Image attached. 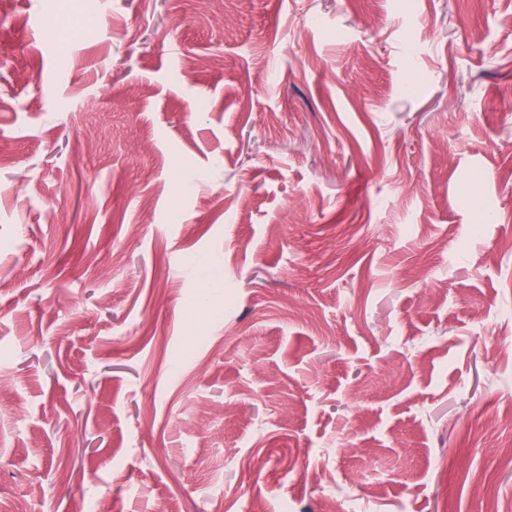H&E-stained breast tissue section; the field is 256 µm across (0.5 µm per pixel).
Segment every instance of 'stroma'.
<instances>
[{
    "mask_svg": "<svg viewBox=\"0 0 512 512\" xmlns=\"http://www.w3.org/2000/svg\"><path fill=\"white\" fill-rule=\"evenodd\" d=\"M0 512H512V0H10Z\"/></svg>",
    "mask_w": 512,
    "mask_h": 512,
    "instance_id": "stroma-1",
    "label": "stroma"
}]
</instances>
